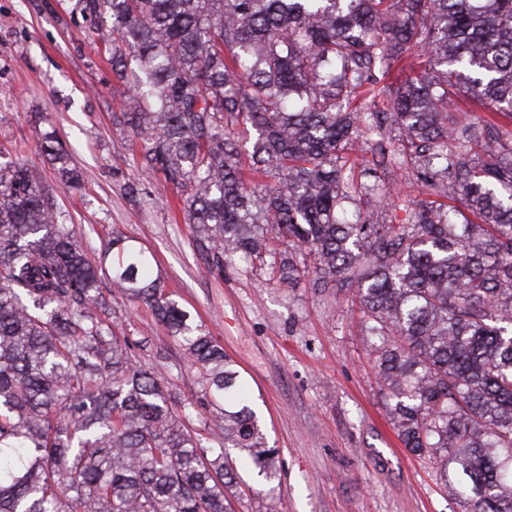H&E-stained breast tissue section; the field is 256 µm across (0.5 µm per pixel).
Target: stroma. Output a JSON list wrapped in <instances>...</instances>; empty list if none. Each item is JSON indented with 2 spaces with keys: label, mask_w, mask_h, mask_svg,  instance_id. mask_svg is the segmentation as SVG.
<instances>
[{
  "label": "stroma",
  "mask_w": 512,
  "mask_h": 512,
  "mask_svg": "<svg viewBox=\"0 0 512 512\" xmlns=\"http://www.w3.org/2000/svg\"><path fill=\"white\" fill-rule=\"evenodd\" d=\"M75 3L0 0V150L21 148L42 171L90 259L116 234L151 251L167 291L237 365L278 450L279 479L263 486L239 469L234 512H266L271 496L281 512H464L435 464L411 454L393 428L350 295L286 288L251 261L221 266L198 250L182 193L141 173L137 139L112 122L117 78ZM51 129L81 171V189L67 188L41 151ZM349 157L363 183L424 198L419 182L376 166L367 146ZM132 181L133 197L123 191ZM107 320L136 342L140 364L165 375L175 402L201 397L198 369L150 310L116 293Z\"/></svg>",
  "instance_id": "1"
}]
</instances>
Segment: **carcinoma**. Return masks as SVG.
<instances>
[{"label":"carcinoma","mask_w":512,"mask_h":512,"mask_svg":"<svg viewBox=\"0 0 512 512\" xmlns=\"http://www.w3.org/2000/svg\"><path fill=\"white\" fill-rule=\"evenodd\" d=\"M112 46L115 116L139 167L187 192L197 246L278 282L358 302L405 448L437 463L466 512H512V148L475 162L457 101L512 121V0H78ZM414 52L388 111L379 82ZM254 137L243 153L240 127ZM398 132L389 166L430 198L402 224L341 218L365 185L345 150ZM42 151L69 188L55 130ZM313 266L298 263L303 252ZM96 267L40 171L0 161V512H230L236 448L278 469L224 350L117 235ZM148 306L202 373L172 410L165 377L105 323L101 288ZM208 413L205 444L185 422Z\"/></svg>","instance_id":"cac0c4a2"}]
</instances>
